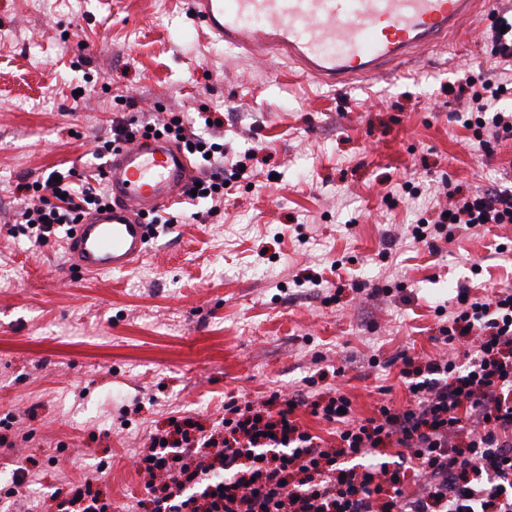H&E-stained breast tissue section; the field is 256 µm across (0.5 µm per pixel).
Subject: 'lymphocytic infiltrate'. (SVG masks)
Returning a JSON list of instances; mask_svg holds the SVG:
<instances>
[{
  "label": "lymphocytic infiltrate",
  "instance_id": "f902f5d3",
  "mask_svg": "<svg viewBox=\"0 0 512 512\" xmlns=\"http://www.w3.org/2000/svg\"><path fill=\"white\" fill-rule=\"evenodd\" d=\"M490 20L488 41L501 66L491 78L469 77L458 86L467 100L463 124L488 153L512 136V112L498 105L512 85V22L497 12ZM154 133L207 152L200 182L218 211L224 183L236 182L246 167L225 165L223 144L196 133L191 120L123 119L94 152L102 156ZM15 191L25 201L16 221L34 242L110 201L103 185L77 183L70 170L56 180L18 182ZM448 197L446 214L413 226L415 240L431 244L450 229L512 224V190L453 189ZM442 332L448 355L421 364L401 357L407 405L380 403L370 418L353 419L343 394L301 389L258 404L229 400L211 431L193 418L175 419L136 454L137 470L148 476L140 512H512V289L474 298L461 288ZM466 334L474 345L456 347ZM302 407L335 425V446L298 423L294 413ZM388 447L396 450L394 461H376ZM349 458L360 467L343 468Z\"/></svg>",
  "mask_w": 512,
  "mask_h": 512
}]
</instances>
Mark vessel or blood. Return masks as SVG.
Wrapping results in <instances>:
<instances>
[{
  "label": "vessel or blood",
  "mask_w": 512,
  "mask_h": 512,
  "mask_svg": "<svg viewBox=\"0 0 512 512\" xmlns=\"http://www.w3.org/2000/svg\"><path fill=\"white\" fill-rule=\"evenodd\" d=\"M201 26L255 59L279 58L314 81L343 90L383 78L447 45L492 0H191ZM109 210L85 216L66 243L73 271H131L147 251L144 216L178 203L199 172L160 137L114 150L100 169Z\"/></svg>",
  "instance_id": "b4317fda"
}]
</instances>
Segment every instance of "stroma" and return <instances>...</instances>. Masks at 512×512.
I'll use <instances>...</instances> for the list:
<instances>
[{
	"label": "stroma",
	"instance_id": "1",
	"mask_svg": "<svg viewBox=\"0 0 512 512\" xmlns=\"http://www.w3.org/2000/svg\"><path fill=\"white\" fill-rule=\"evenodd\" d=\"M486 36L336 92L214 42L189 0H83L76 13L0 0V490L31 454L33 512H56L51 487L85 477L128 510L144 491L134 454L169 416L209 427L225 401L292 393L310 376L359 418L405 403L397 356L444 353L439 307L464 286L512 287V224L433 248L409 234L449 186H512V138L484 153L447 92L496 68ZM158 104L220 118L227 158L248 176L205 221L193 218L205 203L175 206L138 292L129 272L70 273L67 227L42 244L9 234L20 179L86 172L113 118L157 121ZM407 181L417 195L389 205ZM298 274L321 284L296 287ZM340 358L344 375H327Z\"/></svg>",
	"mask_w": 512,
	"mask_h": 512
}]
</instances>
